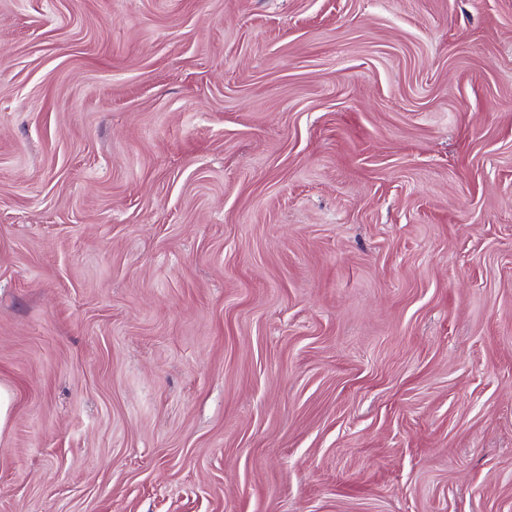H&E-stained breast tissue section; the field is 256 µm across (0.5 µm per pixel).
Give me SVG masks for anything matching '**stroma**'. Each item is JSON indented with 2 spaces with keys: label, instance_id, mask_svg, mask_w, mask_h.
<instances>
[{
  "label": "stroma",
  "instance_id": "35a3bbf8",
  "mask_svg": "<svg viewBox=\"0 0 512 512\" xmlns=\"http://www.w3.org/2000/svg\"><path fill=\"white\" fill-rule=\"evenodd\" d=\"M0 512H512V0H0Z\"/></svg>",
  "mask_w": 512,
  "mask_h": 512
}]
</instances>
